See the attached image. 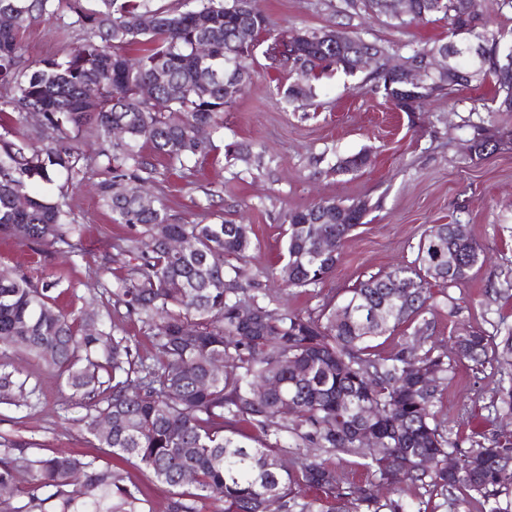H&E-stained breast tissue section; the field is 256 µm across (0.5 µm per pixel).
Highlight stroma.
<instances>
[{"label":"stroma","instance_id":"stroma-1","mask_svg":"<svg viewBox=\"0 0 512 512\" xmlns=\"http://www.w3.org/2000/svg\"><path fill=\"white\" fill-rule=\"evenodd\" d=\"M272 23L248 59L252 81L224 114V127L213 136L215 150L187 170L157 164L148 193L182 224L210 221L211 211L252 227L253 247L243 277L268 289L279 310L315 312L327 302H340L359 281L408 264L417 243L433 224H462L483 249L487 262L466 281L437 289L442 303L435 313L436 334L453 340L465 330L487 333L512 329V112L495 111L490 86H469L445 98H434L418 118L399 112L369 92L364 74L330 72L315 84L313 98L287 104L279 91L296 76L271 63L266 48L272 39H287L305 29H341L386 48L391 59L410 49L448 39L446 20L397 25L365 15L349 18L336 10V0H261ZM23 42L29 62L60 53L68 39L55 24L41 19L27 27ZM489 145L483 155L471 152L473 139ZM253 146L263 155L254 170L225 158V146ZM368 154L360 170L341 173L340 159ZM80 223L85 257L71 256L60 246L35 252L0 240V264H22L33 279L60 278L55 290L60 309L77 312L102 299L100 266L111 276L133 266L122 249L135 228L112 223L99 202L95 181L68 190ZM322 199L344 203L365 200L373 208L347 238L334 274L323 284L286 288L277 275L284 247V211ZM0 359L9 363L26 389L11 403H0V441L25 439L32 453L78 455L106 468L127 471L145 498L146 512H167L173 488L154 481L135 458L120 459L99 448L82 432L87 408L79 404L66 380L38 368L27 353L5 346ZM512 375L494 365L455 364L443 383L437 404L450 440L460 448L495 433H512V413L498 401V388ZM411 512H485L480 497L447 504L443 496L410 490Z\"/></svg>","mask_w":512,"mask_h":512}]
</instances>
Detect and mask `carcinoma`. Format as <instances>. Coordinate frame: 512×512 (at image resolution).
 I'll return each mask as SVG.
<instances>
[{"label": "carcinoma", "instance_id": "1", "mask_svg": "<svg viewBox=\"0 0 512 512\" xmlns=\"http://www.w3.org/2000/svg\"><path fill=\"white\" fill-rule=\"evenodd\" d=\"M153 0H0V83L13 94L0 100V235L37 249L63 244L84 257L77 217L67 193L37 195L34 186L61 174L70 184L97 179L99 200L116 224L139 227L123 250L140 259L127 274L103 286L108 304L123 306L153 332L156 362L133 355L127 337L107 323L110 309L67 313L55 308L50 292L60 279L37 286L18 268L0 267V343L33 355L44 367L66 376L89 412L83 429L112 455L133 456L155 479L193 491L171 500L168 512H197L195 501L213 500L220 512H406L403 484L410 483L451 500L477 495L486 512H508L501 498L512 494V438L495 437L462 450L449 441L436 409L441 380L451 369L435 342L404 347L390 356L371 342L400 325L414 335H434L429 318L436 307L432 283L450 288L482 266L483 251L454 224H434L420 238L407 265L374 274L349 290L339 304L306 314L281 312L258 288H239L242 261L252 247L251 228L222 216L206 224H180L161 205L145 202L141 190L156 172L142 147L173 167L209 157L211 133L224 127V66L237 56L242 82L251 50L240 49L236 34L270 33L259 0H196L194 8H155ZM411 14H399L392 0H341L340 13L384 15L403 24L432 15L448 20L450 41L410 50L424 60L451 49L467 35L482 47L481 58L454 59L456 78L445 86L429 79L407 87L395 75L374 71L370 91L398 106L422 105L455 86L488 82L493 101L512 112V69L499 67L495 46L512 44L502 30L466 11L465 0H410ZM150 16L148 26L142 24ZM42 18L75 35L73 46L32 67L25 60L22 34ZM288 48L297 81L282 91L294 103L313 97V83L329 72L353 74L362 55L384 49L358 37L340 44L320 29ZM205 43V56L195 52ZM155 86L157 103L139 88ZM99 87L94 107L87 87ZM35 112L40 123L27 126ZM122 128L117 137L113 129ZM98 148L86 153L81 142ZM225 155L247 166L261 157L236 144ZM366 201L345 205L320 200L283 216L286 261L280 279L290 288L317 286L336 269L338 253H322V237L338 244L362 223ZM187 238L192 248L172 252L166 241ZM235 284L224 287V282ZM249 305L255 319H240ZM456 357L476 365L512 366V330L503 336L468 331L456 337ZM232 364L231 376L215 377L217 364ZM431 372L433 380L422 374ZM22 387L0 364V401ZM292 401L293 411L283 409ZM374 413L365 417L363 406ZM102 420L110 427L99 429ZM246 421L270 441L260 447L236 438ZM372 433L380 448L361 447L358 435ZM24 439L0 442V486L29 485V507L43 512L47 499L58 512H144L142 491L121 471L97 468L63 453L30 459ZM291 467L278 462L291 449ZM459 469L448 471V455ZM359 459L367 477L355 487L341 485L336 462ZM425 456L426 470L399 472L394 461L414 463ZM189 471L193 480L182 481ZM78 486L80 494L65 490ZM47 491L43 499L38 491Z\"/></svg>", "mask_w": 512, "mask_h": 512}]
</instances>
